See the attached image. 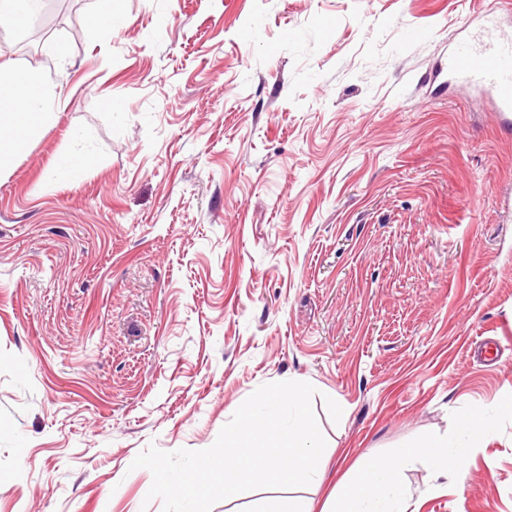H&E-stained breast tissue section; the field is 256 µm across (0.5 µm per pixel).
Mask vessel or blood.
<instances>
[{
	"label": "vessel or blood",
	"instance_id": "b4317fda",
	"mask_svg": "<svg viewBox=\"0 0 512 512\" xmlns=\"http://www.w3.org/2000/svg\"><path fill=\"white\" fill-rule=\"evenodd\" d=\"M448 73L485 91L504 123L512 125V30L495 22L460 43L448 59Z\"/></svg>",
	"mask_w": 512,
	"mask_h": 512
}]
</instances>
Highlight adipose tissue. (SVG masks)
Returning <instances> with one entry per match:
<instances>
[{
	"instance_id": "obj_1",
	"label": "adipose tissue",
	"mask_w": 512,
	"mask_h": 512,
	"mask_svg": "<svg viewBox=\"0 0 512 512\" xmlns=\"http://www.w3.org/2000/svg\"><path fill=\"white\" fill-rule=\"evenodd\" d=\"M44 0H0V38L11 39L42 11ZM67 103L61 91L18 59L0 55V176L45 128L53 125ZM68 146L48 170L49 180L82 179L93 147L76 128L66 134Z\"/></svg>"
}]
</instances>
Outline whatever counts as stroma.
<instances>
[{
  "label": "stroma",
  "mask_w": 512,
  "mask_h": 512,
  "mask_svg": "<svg viewBox=\"0 0 512 512\" xmlns=\"http://www.w3.org/2000/svg\"><path fill=\"white\" fill-rule=\"evenodd\" d=\"M59 2L28 62L69 102L0 179V512H162L136 455L269 382L339 477L512 393V129L448 81L488 0ZM404 479L512 512V423ZM67 149L60 153L47 172L49 180L66 179L76 182L82 179L93 147L85 134L76 128L66 134Z\"/></svg>",
  "instance_id": "1"
}]
</instances>
